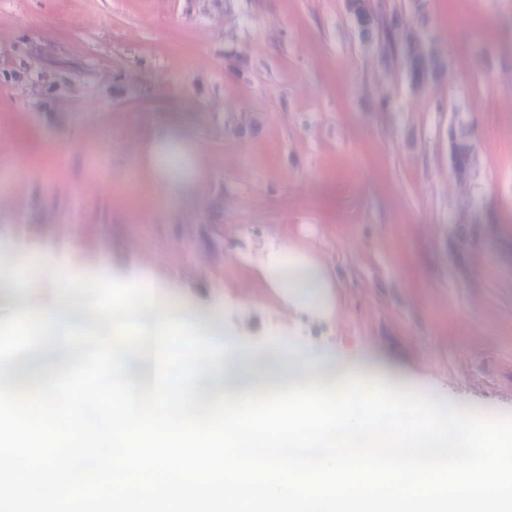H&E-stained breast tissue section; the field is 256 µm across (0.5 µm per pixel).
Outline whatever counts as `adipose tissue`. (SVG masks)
<instances>
[{
  "mask_svg": "<svg viewBox=\"0 0 512 512\" xmlns=\"http://www.w3.org/2000/svg\"><path fill=\"white\" fill-rule=\"evenodd\" d=\"M135 169L142 181L174 205L205 183L209 161L189 130L168 125L149 131L143 138L136 154Z\"/></svg>",
  "mask_w": 512,
  "mask_h": 512,
  "instance_id": "obj_1",
  "label": "adipose tissue"
}]
</instances>
